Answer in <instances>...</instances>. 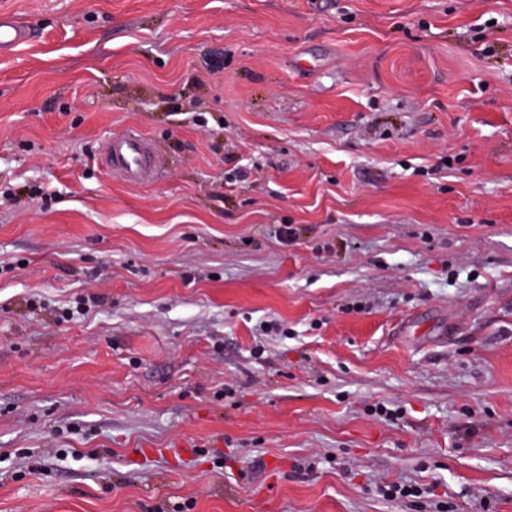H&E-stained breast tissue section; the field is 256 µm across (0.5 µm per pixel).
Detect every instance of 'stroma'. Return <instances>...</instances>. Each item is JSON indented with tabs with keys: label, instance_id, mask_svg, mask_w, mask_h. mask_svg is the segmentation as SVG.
<instances>
[{
	"label": "stroma",
	"instance_id": "stroma-1",
	"mask_svg": "<svg viewBox=\"0 0 512 512\" xmlns=\"http://www.w3.org/2000/svg\"><path fill=\"white\" fill-rule=\"evenodd\" d=\"M1 9L0 512H512V0ZM30 39L29 28L20 25L13 16L0 13V54L3 55L14 48L25 44ZM114 175L129 182H141L154 170L155 150L149 139L139 134L113 139L106 149ZM378 491L381 493L383 497H387L393 500L396 499H408V498H422L427 497V495L435 496L432 488H422L418 486L411 485H387V486H379Z\"/></svg>",
	"mask_w": 512,
	"mask_h": 512
}]
</instances>
